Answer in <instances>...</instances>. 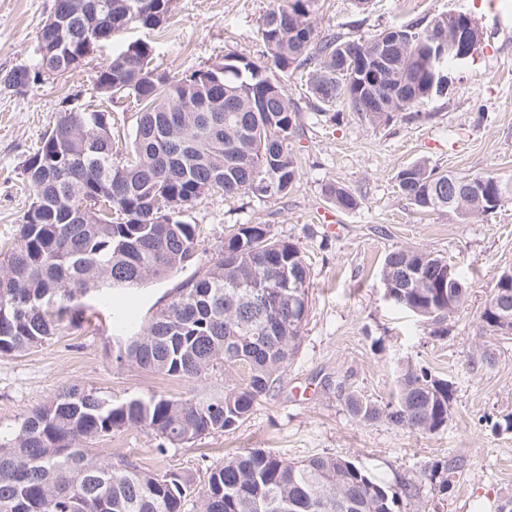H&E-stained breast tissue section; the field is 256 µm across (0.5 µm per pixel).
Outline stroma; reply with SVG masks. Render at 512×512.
Segmentation results:
<instances>
[{
	"label": "stroma",
	"mask_w": 512,
	"mask_h": 512,
	"mask_svg": "<svg viewBox=\"0 0 512 512\" xmlns=\"http://www.w3.org/2000/svg\"><path fill=\"white\" fill-rule=\"evenodd\" d=\"M275 0H174L167 27L129 31L100 44L76 71L47 76L25 92L0 91V243L13 241L32 190L25 160L57 120L66 96L96 104L94 70L129 41L154 47L157 71L181 76L227 56L259 60V27ZM52 0H0V70L35 60V33ZM462 11L484 31L466 67L452 69V84L419 108L390 122L372 124L352 112L320 110L305 70L285 77L298 129L291 140L302 169L287 195L215 194L184 214L198 225L197 258L178 276L130 294L131 318L148 320L166 304L178 281L216 258L242 224H265L274 239L296 244L311 271L309 315L300 346L277 394L257 404L238 428L169 447L157 455V439L125 429L89 441L90 452L142 467L174 469L204 484L208 465L225 453L265 448L290 461L318 454L344 457L377 480L394 486L420 483L416 501L401 512H496L512 496V336L495 340L491 363L470 364L483 339L481 313L504 271H512V191L497 212L464 219L451 211H418L399 195L396 175L416 161L461 175L492 173L512 183V0H315L317 33L370 38L396 24L427 22ZM349 188L358 205L337 210L326 195L332 184ZM407 247L454 265L469 295L447 331L386 299L380 268L385 255ZM108 323L91 322L28 353L0 358V428H13L57 390L82 384L120 402L132 396L182 397L212 387L241 384L243 369L216 367L206 383L180 381L135 366L117 367ZM426 367L452 385L447 427L434 434L384 421L352 418L344 396L353 391L378 402L391 400L400 368ZM461 466L448 474L447 491L424 481L425 469L449 458Z\"/></svg>",
	"instance_id": "stroma-1"
}]
</instances>
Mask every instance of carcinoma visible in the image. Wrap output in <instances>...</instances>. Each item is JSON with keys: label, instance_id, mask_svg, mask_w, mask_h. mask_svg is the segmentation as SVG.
<instances>
[{"label": "carcinoma", "instance_id": "1", "mask_svg": "<svg viewBox=\"0 0 512 512\" xmlns=\"http://www.w3.org/2000/svg\"><path fill=\"white\" fill-rule=\"evenodd\" d=\"M101 0H53L51 12L64 21L54 36L62 45L47 64L0 71V89L23 92L43 75H62L84 35L106 29L115 36L135 29H160L171 0H112V17L94 8ZM314 0H277L260 27L264 61H221L178 78L149 67L153 47L137 39L99 66L95 86L106 99L128 98L138 107L131 154L112 159V113L75 105L60 113L23 174L33 201L23 213L14 246L0 249V306L27 302L28 317L0 320V358L40 348L80 329L94 306L118 302L148 280H163L195 261L198 225L184 213L202 197L253 194L254 183L288 192L299 173L290 138L298 112L275 72L309 68L315 107L338 105L373 122L423 104L438 89L421 57L429 31L448 20L440 14L426 25L402 24L405 37L391 62L399 80L414 90L358 84L353 72L371 40L322 36L310 23ZM294 14L307 24L302 43L267 26ZM482 188L484 214L496 210L509 185L494 174L458 175L425 161L400 170L398 191L420 210L471 212L448 203V180ZM339 210L356 198L343 185L326 189ZM93 209L78 212L85 200ZM442 259L425 251L398 248L385 255L381 274L418 281L394 289L392 302L444 331L464 303L453 288L435 287ZM291 276L310 283L299 248L275 240L266 224H243L222 246L217 259L176 288L151 319L132 332L130 321L112 316V356L117 366L179 380L207 379L216 366L247 369L244 383L205 388L188 397L152 395L114 403L94 389L69 386L33 408L11 430L0 432V512H182L196 486L177 471L159 474L128 460L92 456L88 440L119 429L140 428L166 445H185L214 432L231 431L253 407L275 395L288 360L295 354L309 313V288L293 303L277 292L257 297L247 282L259 276ZM512 288L495 287L482 311L484 335L512 336V321L498 318L493 300ZM452 389L428 368L410 363L399 371L395 399L381 404L355 392L345 395L349 413L360 422L390 424L435 433L448 425ZM459 468L450 459L424 473L448 489L444 473ZM201 512H400L419 497L414 482L396 488L373 478L340 456L316 455L292 462L271 450L251 449L224 457L206 469Z\"/></svg>", "mask_w": 512, "mask_h": 512}]
</instances>
